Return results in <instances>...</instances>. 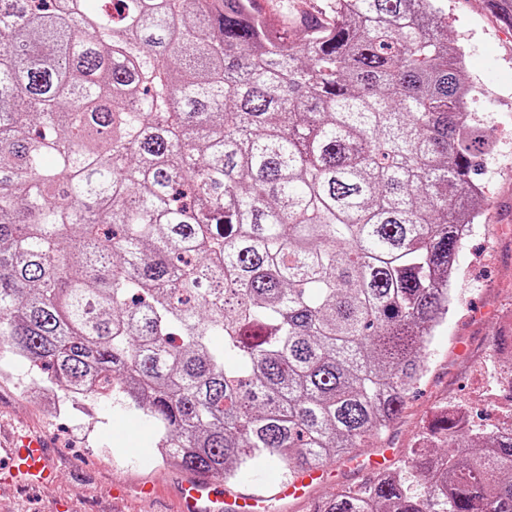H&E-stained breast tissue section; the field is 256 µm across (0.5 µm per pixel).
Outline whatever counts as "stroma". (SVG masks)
I'll use <instances>...</instances> for the list:
<instances>
[{
    "label": "stroma",
    "instance_id": "obj_1",
    "mask_svg": "<svg viewBox=\"0 0 512 512\" xmlns=\"http://www.w3.org/2000/svg\"><path fill=\"white\" fill-rule=\"evenodd\" d=\"M323 0H257L262 13L294 37L309 23L328 17ZM448 40L465 54L464 79L477 88L469 101L494 141L481 163L490 177L478 202L481 219L472 225L456 258L455 302L422 353L426 373L404 417L382 435L368 438L352 454L330 464L313 488L312 500L367 482L353 462L393 449L404 458L442 407L451 406L476 423L512 426V409L487 385L493 367L512 361L500 348L512 336V29L486 9L484 0H439ZM25 365L0 377V436L30 432L47 436L57 471L55 481L37 490L0 492V512H176L177 491L186 474L147 455L154 432L140 413L104 400L76 416H53L26 390ZM254 469L231 495L251 490L265 497L267 512H313L311 506L277 497L275 486Z\"/></svg>",
    "mask_w": 512,
    "mask_h": 512
}]
</instances>
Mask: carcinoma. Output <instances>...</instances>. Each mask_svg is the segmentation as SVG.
Returning <instances> with one entry per match:
<instances>
[{"label": "carcinoma", "instance_id": "carcinoma-1", "mask_svg": "<svg viewBox=\"0 0 512 512\" xmlns=\"http://www.w3.org/2000/svg\"><path fill=\"white\" fill-rule=\"evenodd\" d=\"M255 2L0 0V375L121 398L226 485L406 413L489 146L437 0H330L302 38ZM317 512H512V427L445 411Z\"/></svg>", "mask_w": 512, "mask_h": 512}]
</instances>
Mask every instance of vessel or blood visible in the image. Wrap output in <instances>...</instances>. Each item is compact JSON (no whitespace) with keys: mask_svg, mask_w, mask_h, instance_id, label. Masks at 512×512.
<instances>
[{"mask_svg":"<svg viewBox=\"0 0 512 512\" xmlns=\"http://www.w3.org/2000/svg\"><path fill=\"white\" fill-rule=\"evenodd\" d=\"M55 477L54 465L41 436H19L9 446L0 445V487L12 483L38 485ZM217 479L192 475L183 483L179 512H209L206 500Z\"/></svg>","mask_w":512,"mask_h":512,"instance_id":"1","label":"vessel or blood"}]
</instances>
